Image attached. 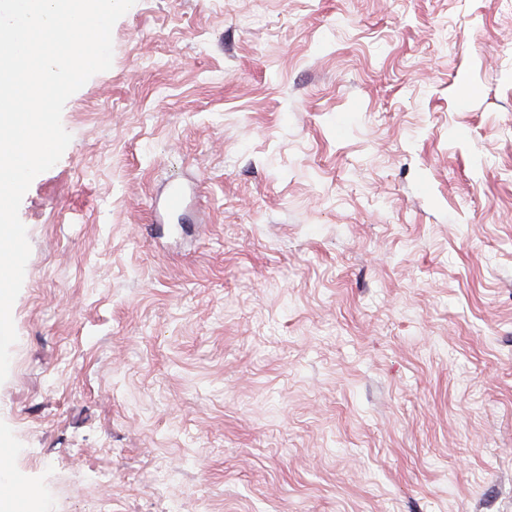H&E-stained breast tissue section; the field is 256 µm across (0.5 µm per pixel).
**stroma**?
<instances>
[{"label":"stroma","instance_id":"stroma-1","mask_svg":"<svg viewBox=\"0 0 512 512\" xmlns=\"http://www.w3.org/2000/svg\"><path fill=\"white\" fill-rule=\"evenodd\" d=\"M112 39L19 209L33 512H512V8L136 0Z\"/></svg>","mask_w":512,"mask_h":512}]
</instances>
